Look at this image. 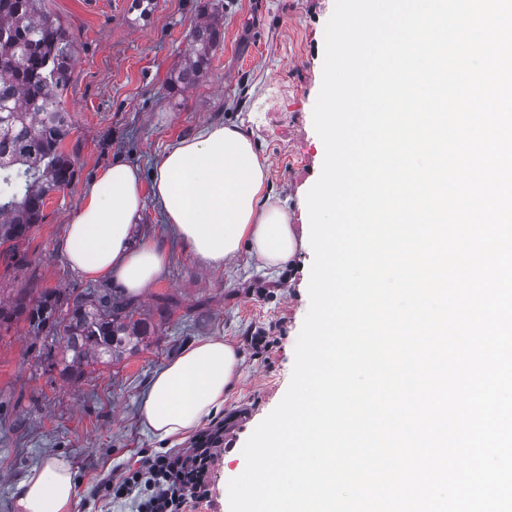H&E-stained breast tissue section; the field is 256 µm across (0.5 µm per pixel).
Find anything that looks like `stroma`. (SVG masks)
<instances>
[{"mask_svg": "<svg viewBox=\"0 0 512 512\" xmlns=\"http://www.w3.org/2000/svg\"><path fill=\"white\" fill-rule=\"evenodd\" d=\"M131 0H44L76 46L65 106L73 129L65 149L75 156L73 183L53 192L29 244L10 259L0 255V296L47 289L85 290L87 281L58 249L83 191L115 157L150 174L173 141L207 124H236L251 132L267 166L272 196L292 224L308 223L299 202L316 183L324 145L313 126L322 85L325 27L335 0H224V40L197 86L170 93L199 20V0H157L136 24ZM134 238L150 237L167 250L164 275L137 294L141 313L158 326L149 343L114 363L76 374L49 366L41 354L60 344L32 335L19 321L0 334V512H13L19 481L53 458L70 459L76 495L71 512H136L94 496V487L119 476L142 450L158 444L144 430L142 397L153 374L190 343L221 337L242 354L241 376L224 397V450L212 465L209 502L195 512H230L228 482L245 469L242 449L290 384L295 345L308 313L307 276L313 262L298 253L280 273L258 268L248 252L220 268L199 265L172 225L147 204ZM263 331L274 347L256 352L247 338Z\"/></svg>", "mask_w": 512, "mask_h": 512, "instance_id": "obj_1", "label": "stroma"}]
</instances>
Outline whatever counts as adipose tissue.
<instances>
[{"label": "adipose tissue", "mask_w": 512, "mask_h": 512, "mask_svg": "<svg viewBox=\"0 0 512 512\" xmlns=\"http://www.w3.org/2000/svg\"><path fill=\"white\" fill-rule=\"evenodd\" d=\"M174 226L187 251L210 267L248 251L276 272L302 249L287 209L267 188V171L243 127L207 125L166 147L150 180L116 158L84 191L58 248L86 280L140 293L162 276L167 254L155 240H134L131 226L147 202ZM241 357L223 339L187 346L159 370L144 396L142 423L154 439L173 443L224 406ZM75 495L70 461L57 457L18 483L16 512H70Z\"/></svg>", "instance_id": "1"}]
</instances>
